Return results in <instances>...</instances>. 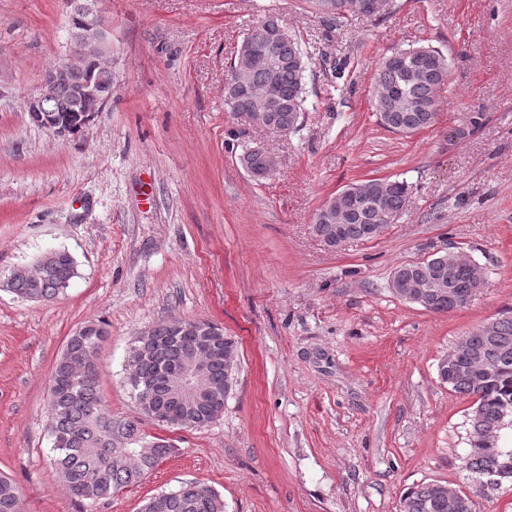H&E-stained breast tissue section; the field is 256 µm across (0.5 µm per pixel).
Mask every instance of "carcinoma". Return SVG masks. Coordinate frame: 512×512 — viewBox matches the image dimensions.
<instances>
[{
	"instance_id": "1",
	"label": "carcinoma",
	"mask_w": 512,
	"mask_h": 512,
	"mask_svg": "<svg viewBox=\"0 0 512 512\" xmlns=\"http://www.w3.org/2000/svg\"><path fill=\"white\" fill-rule=\"evenodd\" d=\"M342 2L345 8L330 14L336 24L364 14L361 0ZM244 42L262 49L268 62L258 63L244 54L239 66L230 70L224 81L228 113L265 112L269 130L296 132L306 112L304 78L309 58L302 44L283 30L272 12L248 29ZM448 75L447 58L432 47H409L386 57L372 89L382 126L403 134L432 126L438 92L448 83ZM271 85L276 88V98L267 101L263 92ZM46 107L71 118L83 112V103L65 89ZM241 160L254 177L267 166V154L261 148L246 151ZM346 191L358 193L351 206L338 198L315 213L312 229L317 237L329 238L338 221L349 241L377 238L403 212L412 188L405 180L375 178L349 185ZM74 274L73 258L60 250L38 284L17 279L9 291L29 301L52 299L64 292ZM472 278V268L444 253L397 267L390 288L407 302L444 313L448 297H438L439 288L450 290L466 303ZM406 279L421 285L424 295L403 294ZM175 329L171 322L161 321L153 325L154 335L135 338L142 354L134 367L140 386L132 391L145 419L168 428H197L223 414L204 398L224 395V353L238 355V342L222 334L178 336ZM107 338L106 323L100 320H89L74 331L56 361L46 397L49 433L60 441L53 449L58 482L86 507L139 483L175 452L168 439L147 434L139 421L112 417L99 393L98 369L87 377L73 374V364L98 353ZM460 340L462 356L447 365L439 379L452 392L474 398L466 467L480 479L512 456V448L482 444L485 431L512 428V316L483 323ZM443 487L441 482H432L410 489L402 497L400 512H448ZM21 497L17 483L0 475V512H14ZM141 512H224V501L200 482H185L149 498Z\"/></svg>"
}]
</instances>
